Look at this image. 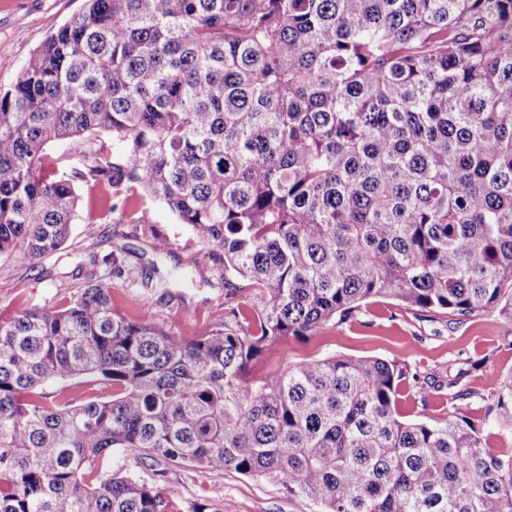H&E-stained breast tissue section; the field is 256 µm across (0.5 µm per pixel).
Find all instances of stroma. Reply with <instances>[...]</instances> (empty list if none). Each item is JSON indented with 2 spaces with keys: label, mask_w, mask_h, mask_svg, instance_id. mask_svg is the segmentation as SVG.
<instances>
[{
  "label": "stroma",
  "mask_w": 512,
  "mask_h": 512,
  "mask_svg": "<svg viewBox=\"0 0 512 512\" xmlns=\"http://www.w3.org/2000/svg\"><path fill=\"white\" fill-rule=\"evenodd\" d=\"M81 7V0H0V88H8L19 70L42 45ZM78 218L63 249L41 258L15 251L0 255V311L12 315L37 306L52 307L81 292L88 272L112 290L116 308L137 318L144 301L152 303V321L169 335L189 339L232 318L233 302L224 297V281L208 256L209 249L178 223L164 206L136 198L148 220L133 224L121 212H109L102 187L79 186ZM95 226L96 236L85 233ZM173 242L170 253L154 249L155 233ZM121 258L120 266L107 261ZM205 278H198L196 268ZM171 284L170 294L160 297L148 280ZM498 311L449 325L447 320L416 319L394 301L368 304L354 319L308 338H288L263 347L248 364L250 378L272 375L287 365L320 358L334 352L355 357H376L407 364L432 379L446 380L449 368L463 367L469 374L463 384L471 397L463 410L481 423L483 445L491 451L512 448V435L482 422V407L490 398L487 376L512 378V340L504 336ZM453 408L447 391H430L420 399L415 390L402 387L397 409L406 420L440 417ZM131 474L173 495L174 512H191L194 504L208 505L210 512H320L303 497L284 495L260 477H246L232 470L211 471L193 467L165 469L154 474L136 459H128Z\"/></svg>",
  "instance_id": "35a3bbf8"
}]
</instances>
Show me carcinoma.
<instances>
[{"mask_svg":"<svg viewBox=\"0 0 512 512\" xmlns=\"http://www.w3.org/2000/svg\"><path fill=\"white\" fill-rule=\"evenodd\" d=\"M67 140L84 167L39 176ZM141 189L247 312L192 339L88 285L0 318V512H172L103 460L263 477L322 512H512V450L460 410L405 421L408 366L263 345L379 299L512 325V0H83L0 90V254L70 237L79 184ZM465 370L446 383L448 399ZM94 385L105 396H81ZM495 418L512 427V379ZM481 436L483 446L489 448L493 452L504 451L512 448V435L509 433L499 432L498 429L488 423H480Z\"/></svg>","mask_w":512,"mask_h":512,"instance_id":"obj_1","label":"carcinoma"}]
</instances>
